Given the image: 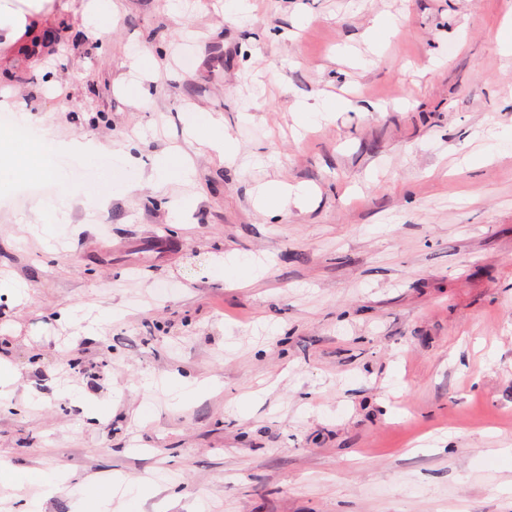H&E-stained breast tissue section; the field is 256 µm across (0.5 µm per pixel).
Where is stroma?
Returning <instances> with one entry per match:
<instances>
[{
	"label": "stroma",
	"instance_id": "35a3bbf8",
	"mask_svg": "<svg viewBox=\"0 0 512 512\" xmlns=\"http://www.w3.org/2000/svg\"><path fill=\"white\" fill-rule=\"evenodd\" d=\"M85 4L53 85L0 45L33 138L106 148L54 156L46 214L42 173H0V462L31 478L0 512L115 476L125 512H512L506 0ZM325 94L352 105L296 134ZM207 113L238 165L187 139ZM172 150L191 177L154 189ZM273 180L307 204L261 212Z\"/></svg>",
	"mask_w": 512,
	"mask_h": 512
}]
</instances>
